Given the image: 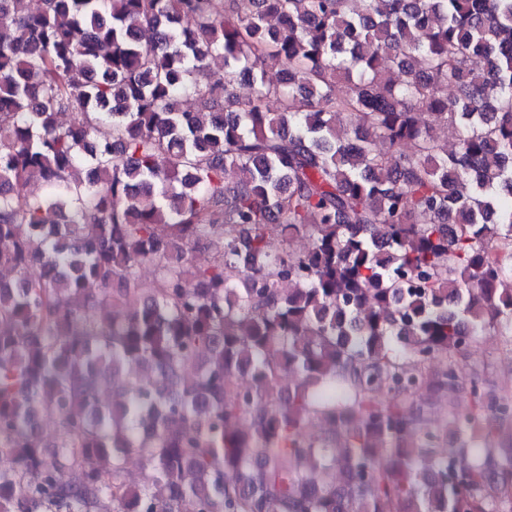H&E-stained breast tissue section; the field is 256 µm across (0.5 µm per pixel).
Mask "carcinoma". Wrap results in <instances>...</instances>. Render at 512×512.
<instances>
[{"mask_svg":"<svg viewBox=\"0 0 512 512\" xmlns=\"http://www.w3.org/2000/svg\"><path fill=\"white\" fill-rule=\"evenodd\" d=\"M0 271V512H512V0H0ZM472 352L460 361L464 370L483 380L486 389L498 393L512 388V350L503 347L499 339L482 337Z\"/></svg>","mask_w":512,"mask_h":512,"instance_id":"carcinoma-1","label":"carcinoma"}]
</instances>
